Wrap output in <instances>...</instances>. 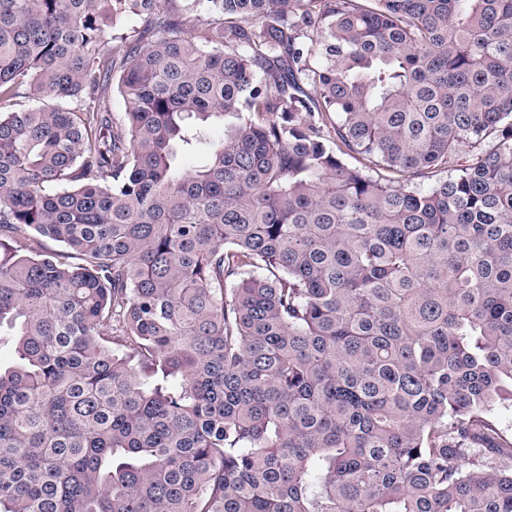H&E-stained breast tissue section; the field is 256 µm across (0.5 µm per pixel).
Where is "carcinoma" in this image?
I'll list each match as a JSON object with an SVG mask.
<instances>
[{
    "label": "carcinoma",
    "mask_w": 512,
    "mask_h": 512,
    "mask_svg": "<svg viewBox=\"0 0 512 512\" xmlns=\"http://www.w3.org/2000/svg\"><path fill=\"white\" fill-rule=\"evenodd\" d=\"M5 325L0 512H512V0H0ZM491 423L505 435L512 437V403L504 402L496 404L488 415Z\"/></svg>",
    "instance_id": "carcinoma-1"
}]
</instances>
